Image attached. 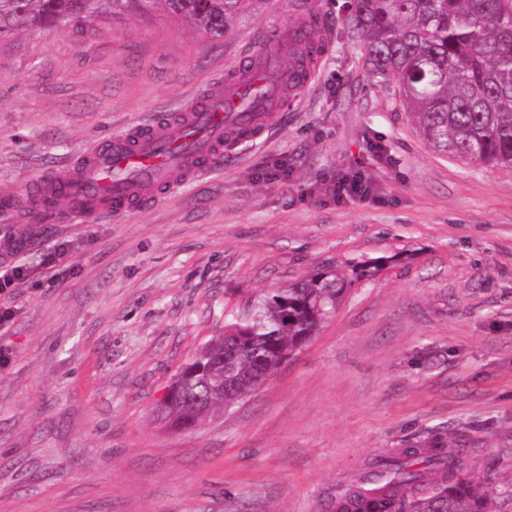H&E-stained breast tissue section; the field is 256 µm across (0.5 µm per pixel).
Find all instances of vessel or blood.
<instances>
[{"label":"vessel or blood","mask_w":512,"mask_h":512,"mask_svg":"<svg viewBox=\"0 0 512 512\" xmlns=\"http://www.w3.org/2000/svg\"><path fill=\"white\" fill-rule=\"evenodd\" d=\"M307 24L296 29V42H321L325 31L308 12ZM284 37L281 25L262 30L255 68L238 71L225 83L214 84L202 98L188 99L174 118L151 122L94 143L71 167L40 180L38 192L61 191L85 216L108 211L123 214L153 204L165 191L189 176H201L224 165V134L242 133L248 140L275 127L273 104L287 105L293 90L268 83V62Z\"/></svg>","instance_id":"vessel-or-blood-1"}]
</instances>
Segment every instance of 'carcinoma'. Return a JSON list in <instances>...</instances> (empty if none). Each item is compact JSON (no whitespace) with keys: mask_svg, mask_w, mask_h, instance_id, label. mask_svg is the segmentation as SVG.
I'll return each mask as SVG.
<instances>
[{"mask_svg":"<svg viewBox=\"0 0 512 512\" xmlns=\"http://www.w3.org/2000/svg\"><path fill=\"white\" fill-rule=\"evenodd\" d=\"M258 0H0V37L105 17H170L221 38ZM340 19L368 70L395 80L417 132L436 153L512 170V0H343ZM354 280L324 265L253 300L176 374L158 406L172 424L251 395L336 312ZM441 440L402 449L361 472L338 512H494L483 485L460 473Z\"/></svg>","mask_w":512,"mask_h":512,"instance_id":"obj_1","label":"carcinoma"}]
</instances>
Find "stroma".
<instances>
[{
  "mask_svg": "<svg viewBox=\"0 0 512 512\" xmlns=\"http://www.w3.org/2000/svg\"><path fill=\"white\" fill-rule=\"evenodd\" d=\"M266 0L213 39L159 16L0 38V197L239 69ZM298 111L151 207L60 206L0 290V512H331L371 461L442 437L494 495L512 478V172L434 153L336 0ZM373 194L337 201L343 174ZM66 258L48 266L57 246ZM388 258L319 333L201 428L154 418L225 320L325 263Z\"/></svg>",
  "mask_w": 512,
  "mask_h": 512,
  "instance_id": "35a3bbf8",
  "label": "stroma"
}]
</instances>
